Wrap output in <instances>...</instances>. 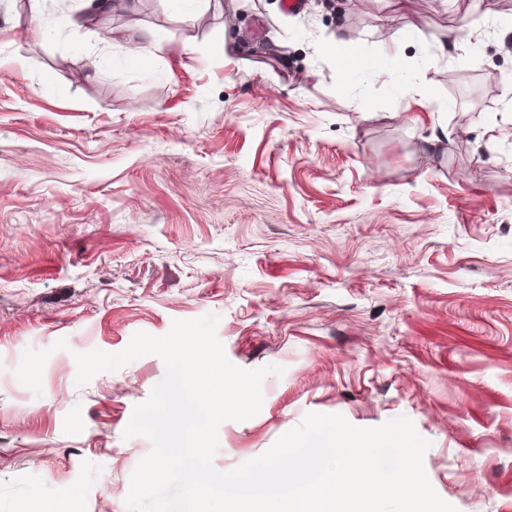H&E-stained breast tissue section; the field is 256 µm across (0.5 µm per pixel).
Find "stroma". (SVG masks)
I'll return each instance as SVG.
<instances>
[{
    "label": "stroma",
    "mask_w": 512,
    "mask_h": 512,
    "mask_svg": "<svg viewBox=\"0 0 512 512\" xmlns=\"http://www.w3.org/2000/svg\"><path fill=\"white\" fill-rule=\"evenodd\" d=\"M207 314L285 369L218 470L404 415L444 501L512 512V0H0V512H127L164 363L74 355Z\"/></svg>",
    "instance_id": "stroma-1"
}]
</instances>
